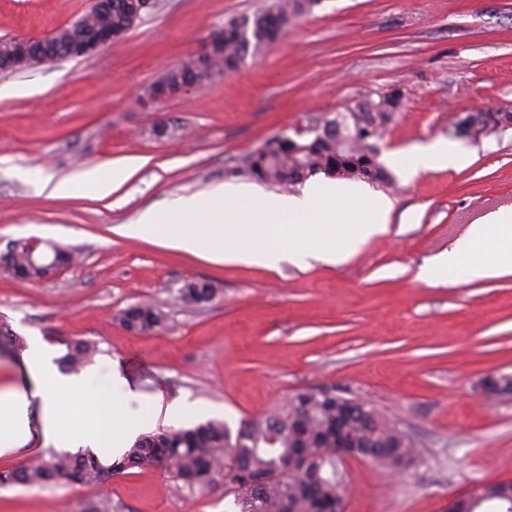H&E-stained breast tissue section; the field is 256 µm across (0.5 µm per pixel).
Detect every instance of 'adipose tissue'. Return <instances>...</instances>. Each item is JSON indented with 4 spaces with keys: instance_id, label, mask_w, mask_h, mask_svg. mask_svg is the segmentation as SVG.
I'll return each instance as SVG.
<instances>
[{
    "instance_id": "adipose-tissue-1",
    "label": "adipose tissue",
    "mask_w": 512,
    "mask_h": 512,
    "mask_svg": "<svg viewBox=\"0 0 512 512\" xmlns=\"http://www.w3.org/2000/svg\"><path fill=\"white\" fill-rule=\"evenodd\" d=\"M399 167L413 176L427 170L457 166L463 156L446 141L418 146L394 155ZM126 169L105 174L98 170L77 176L46 181L50 196L68 198L85 193L98 199L108 198L114 188L126 180ZM512 273V210L491 214L483 223L472 225L437 263L424 270V280H476ZM24 365L28 370L31 390L7 389L0 392V455L21 447L31 437L29 407L39 402L48 433L60 445L92 440L102 452H120L135 436L142 424L131 411L137 393L123 389L114 394L113 386H121L120 373H113L112 387L89 388L84 377L60 374L39 344H32Z\"/></svg>"
}]
</instances>
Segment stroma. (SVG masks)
<instances>
[{
	"mask_svg": "<svg viewBox=\"0 0 512 512\" xmlns=\"http://www.w3.org/2000/svg\"><path fill=\"white\" fill-rule=\"evenodd\" d=\"M267 0H157L122 39L98 54L12 74L27 87L0 98V252L22 238L78 250L55 279L24 282L0 271V329L39 342L51 359L64 341L94 343L89 386L120 370L140 392L143 432L210 419L230 432L282 409L298 392L333 389L396 422L419 455L392 472L368 460L345 465L344 512H444L450 498L512 481V393L481 383L512 375V274L427 282L422 269L472 225L512 208V127L479 140L452 124L512 112V0H320L281 41L234 74L154 102L148 88L200 49L233 16ZM91 0H0V38L45 36ZM403 106L380 141L395 180L386 234L340 263L283 262L269 269L221 264L159 241L115 234L148 209L238 182L240 159L277 134L380 94ZM456 143L455 169L408 177L392 152L433 140ZM131 169L112 196L57 199L20 172L59 179L82 170ZM206 281L212 302L179 299ZM149 301L166 314L150 333L115 319ZM182 399L172 422L153 399ZM29 442L0 456V472L52 449L38 405ZM237 512L223 481L204 491L158 466L100 486L0 485V512Z\"/></svg>",
	"mask_w": 512,
	"mask_h": 512,
	"instance_id": "obj_1",
	"label": "stroma"
}]
</instances>
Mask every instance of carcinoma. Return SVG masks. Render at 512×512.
Segmentation results:
<instances>
[{"instance_id": "1", "label": "carcinoma", "mask_w": 512, "mask_h": 512, "mask_svg": "<svg viewBox=\"0 0 512 512\" xmlns=\"http://www.w3.org/2000/svg\"><path fill=\"white\" fill-rule=\"evenodd\" d=\"M318 0H269L267 6L252 14H242L224 22V46L201 73L205 82L238 71L247 57L259 56L272 48L267 39L268 26L279 20L286 23L311 12ZM196 68L188 56L164 77L179 83ZM401 107V92L377 100L367 98L342 115L338 129L297 140L298 146H272L273 139L241 161L237 173L246 174L270 186L295 187L323 173L341 179L361 180L386 185L389 174L379 162L377 142ZM15 270L27 271L32 283L43 278L42 266L30 260L26 241L15 242L12 254ZM215 290L205 281H193L180 289V299L189 304L211 301ZM118 320L138 332L162 326L165 313L151 303L140 302L121 310ZM66 353L59 363L70 372L79 371L94 353L89 343L65 341ZM341 400L346 415L339 429L327 427L326 411ZM280 425L285 434L277 446L267 443L269 430ZM231 441L223 422L208 420L191 428L158 429L138 437L131 448L110 462L121 473L149 465L162 467L174 479L189 488L204 490L221 477L224 494L234 497L239 512H326L336 503V495L345 483V470L336 459L342 445H353L368 460L391 470L410 465L418 449L398 425L354 398L336 395L320 398L308 392L294 394L282 411L251 419ZM288 473L282 474L283 461ZM314 461L324 468V476L313 487L306 479V465ZM104 466L89 450L50 451L37 454L14 470L4 471L11 483L23 486H52L62 483L95 485L104 481ZM508 489L476 488L481 499L470 505L475 512L504 500Z\"/></svg>"}]
</instances>
